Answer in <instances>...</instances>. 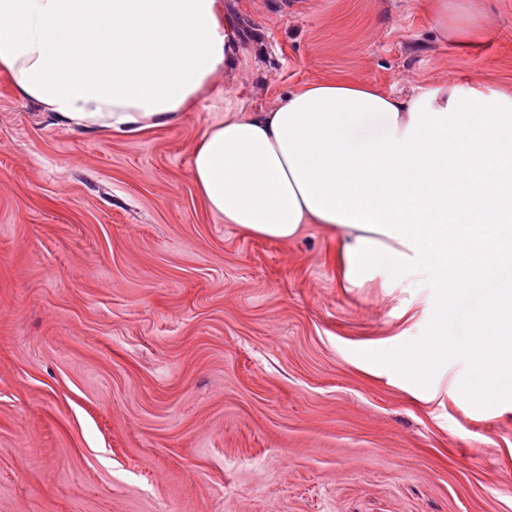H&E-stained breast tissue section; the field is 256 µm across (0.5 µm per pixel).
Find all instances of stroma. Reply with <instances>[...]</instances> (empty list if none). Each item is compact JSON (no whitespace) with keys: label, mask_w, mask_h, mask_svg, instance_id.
<instances>
[{"label":"stroma","mask_w":512,"mask_h":512,"mask_svg":"<svg viewBox=\"0 0 512 512\" xmlns=\"http://www.w3.org/2000/svg\"><path fill=\"white\" fill-rule=\"evenodd\" d=\"M245 110L327 80L512 89V0L464 47L427 0H224ZM223 96L138 137L51 121L0 76V512H512V401L454 360L421 388L365 360L430 288H343L340 236L224 223L191 178Z\"/></svg>","instance_id":"stroma-1"}]
</instances>
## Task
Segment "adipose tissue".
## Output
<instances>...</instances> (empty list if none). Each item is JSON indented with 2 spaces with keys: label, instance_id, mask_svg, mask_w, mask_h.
Listing matches in <instances>:
<instances>
[{
  "label": "adipose tissue",
  "instance_id": "ef3b65f1",
  "mask_svg": "<svg viewBox=\"0 0 512 512\" xmlns=\"http://www.w3.org/2000/svg\"><path fill=\"white\" fill-rule=\"evenodd\" d=\"M235 49L224 0H0V75L74 132L179 125ZM190 151L204 203L245 234L340 230L348 285L430 284L448 303L512 259V90L313 83L225 112Z\"/></svg>",
  "mask_w": 512,
  "mask_h": 512
}]
</instances>
